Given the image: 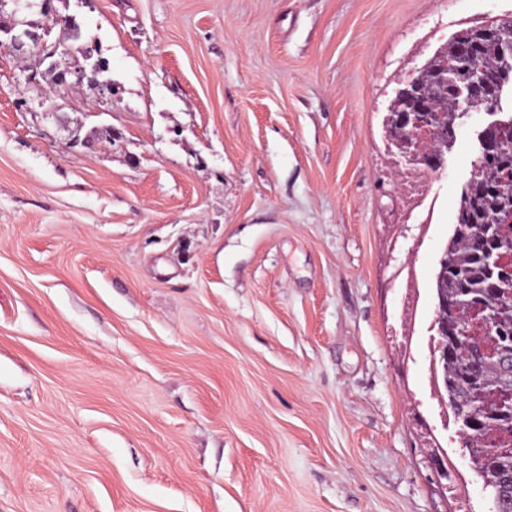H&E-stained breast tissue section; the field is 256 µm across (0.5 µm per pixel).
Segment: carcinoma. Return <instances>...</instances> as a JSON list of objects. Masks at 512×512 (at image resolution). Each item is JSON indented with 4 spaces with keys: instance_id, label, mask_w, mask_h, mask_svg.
I'll return each instance as SVG.
<instances>
[{
    "instance_id": "carcinoma-1",
    "label": "carcinoma",
    "mask_w": 512,
    "mask_h": 512,
    "mask_svg": "<svg viewBox=\"0 0 512 512\" xmlns=\"http://www.w3.org/2000/svg\"><path fill=\"white\" fill-rule=\"evenodd\" d=\"M512 55V36H479L474 29H464L448 42V60L457 70L469 63L479 64L489 82L473 89L479 99L494 95V82L512 83V66L505 58ZM456 83L433 95L432 101L444 102L448 139L454 140L459 123L454 108ZM485 155L472 164L456 204L457 223L448 237L451 264L448 267V302L457 305L458 317L470 328L469 345L448 354V410L454 421L469 414L495 409L499 402L512 397L506 377L491 365L490 346L484 337L482 301L501 286L502 270L512 255V113L506 123L483 133ZM499 438L504 452L489 461L486 468L499 472L512 468V426L505 423L495 433L484 429L470 431L466 446Z\"/></svg>"
}]
</instances>
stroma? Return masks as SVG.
Segmentation results:
<instances>
[{"mask_svg": "<svg viewBox=\"0 0 512 512\" xmlns=\"http://www.w3.org/2000/svg\"><path fill=\"white\" fill-rule=\"evenodd\" d=\"M51 5L112 106L0 47V512H456L413 414L440 423L432 271L487 117L419 246L383 123L512 0Z\"/></svg>", "mask_w": 512, "mask_h": 512, "instance_id": "1", "label": "stroma"}]
</instances>
